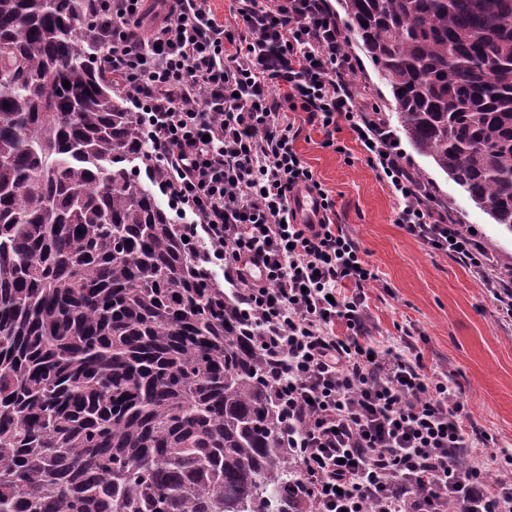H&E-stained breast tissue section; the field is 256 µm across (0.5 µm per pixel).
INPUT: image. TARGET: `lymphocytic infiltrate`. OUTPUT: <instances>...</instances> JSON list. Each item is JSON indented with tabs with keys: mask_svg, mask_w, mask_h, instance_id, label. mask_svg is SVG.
Masks as SVG:
<instances>
[{
	"mask_svg": "<svg viewBox=\"0 0 512 512\" xmlns=\"http://www.w3.org/2000/svg\"><path fill=\"white\" fill-rule=\"evenodd\" d=\"M90 0L95 61L142 121L190 240L223 272L256 329L291 448L316 512H512V454L472 429L461 393L416 348L370 334L377 276L298 151L304 122L333 147L348 126L398 203L396 224L457 259L512 321V274L480 233L432 206L397 134L349 75L329 0ZM323 206L315 224L290 208Z\"/></svg>",
	"mask_w": 512,
	"mask_h": 512,
	"instance_id": "1",
	"label": "lymphocytic infiltrate"
}]
</instances>
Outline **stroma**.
Listing matches in <instances>:
<instances>
[{
  "mask_svg": "<svg viewBox=\"0 0 512 512\" xmlns=\"http://www.w3.org/2000/svg\"><path fill=\"white\" fill-rule=\"evenodd\" d=\"M360 55L355 83L389 121L397 116L389 91L369 57ZM343 152L322 147L323 136L303 129L297 148L336 200L339 220L378 276L366 288L371 333L380 344L410 336L424 362L461 389L475 425L498 448L512 452V323L498 321L482 283L457 260L408 235L395 222L388 186L367 165L349 129L336 135ZM414 170L426 172L437 199L460 224L476 228L500 264L512 270V232L495 224L427 158L407 150Z\"/></svg>",
  "mask_w": 512,
  "mask_h": 512,
  "instance_id": "1",
  "label": "stroma"
}]
</instances>
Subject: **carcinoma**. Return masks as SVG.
<instances>
[{
    "label": "carcinoma",
    "mask_w": 512,
    "mask_h": 512,
    "mask_svg": "<svg viewBox=\"0 0 512 512\" xmlns=\"http://www.w3.org/2000/svg\"><path fill=\"white\" fill-rule=\"evenodd\" d=\"M341 7L414 150L512 232V0ZM92 29L85 0H0V512H315Z\"/></svg>",
    "instance_id": "cac0c4a2"
}]
</instances>
